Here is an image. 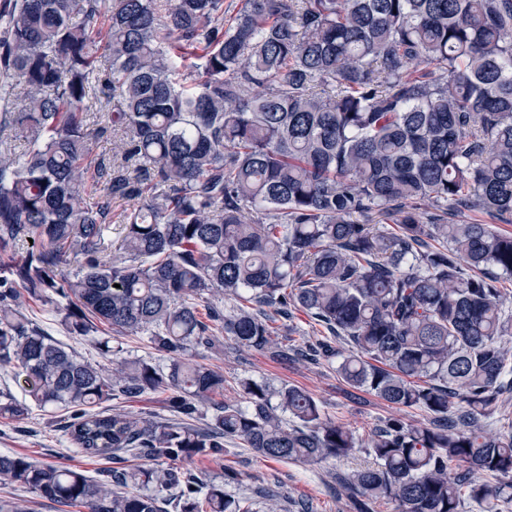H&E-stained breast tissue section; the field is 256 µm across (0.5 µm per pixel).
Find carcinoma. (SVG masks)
<instances>
[{
	"instance_id": "obj_1",
	"label": "carcinoma",
	"mask_w": 512,
	"mask_h": 512,
	"mask_svg": "<svg viewBox=\"0 0 512 512\" xmlns=\"http://www.w3.org/2000/svg\"><path fill=\"white\" fill-rule=\"evenodd\" d=\"M98 93L122 108L93 125ZM116 130L121 162L94 158ZM90 182L102 194L88 201ZM114 198L135 205L110 254ZM469 211L512 223V0H242L233 15L224 0H9L0 366L27 389L0 394V418L62 411L75 447L145 464L100 483L0 454V484L85 512H255L175 463L228 441L312 466L365 448L376 463L349 478L355 512H460L465 498L501 512L512 417L494 433L482 417L512 393V236ZM24 294L71 336L144 335L168 364L103 339L108 377L34 325ZM295 311L348 348L280 343L271 315ZM217 332L284 362L336 359L349 386L429 422L390 418L363 441L300 387L244 379L227 399L224 374L189 354ZM157 392L179 422L96 410Z\"/></svg>"
}]
</instances>
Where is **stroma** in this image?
Returning a JSON list of instances; mask_svg holds the SVG:
<instances>
[{"instance_id": "obj_1", "label": "stroma", "mask_w": 512, "mask_h": 512, "mask_svg": "<svg viewBox=\"0 0 512 512\" xmlns=\"http://www.w3.org/2000/svg\"><path fill=\"white\" fill-rule=\"evenodd\" d=\"M25 307L45 334L72 348L86 360L99 363L104 370H111L110 360L98 348L97 334L69 335L52 305L29 301ZM192 357L223 373L226 396H235L238 381L248 378L268 381L274 387L297 386L319 400L325 413L336 423L349 427L362 438L393 417L409 423H422L427 419L420 409H400L374 394L351 388L330 363H284L240 348L221 334L215 336L211 347L194 350ZM0 454L75 469L94 480L101 478L112 465L111 460L92 457L75 448L58 420L39 411L22 422L0 421ZM371 461V456L360 451L353 458L312 467L299 462L268 460L241 443L228 442L224 445L223 457H197L192 465L219 480L225 474H234V482L226 487L229 494L253 499L263 491L279 495L282 512H300L299 505L303 502L312 512H354L340 480Z\"/></svg>"}]
</instances>
